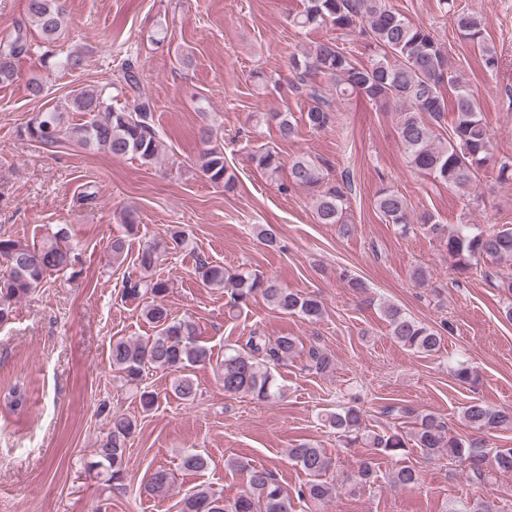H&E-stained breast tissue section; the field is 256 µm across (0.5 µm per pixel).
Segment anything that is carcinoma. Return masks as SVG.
<instances>
[{"label":"carcinoma","mask_w":512,"mask_h":512,"mask_svg":"<svg viewBox=\"0 0 512 512\" xmlns=\"http://www.w3.org/2000/svg\"><path fill=\"white\" fill-rule=\"evenodd\" d=\"M28 14L37 27L45 49L44 66L68 72L81 67V57L57 55L51 49L63 24L61 0H28ZM460 37L485 51L484 64L497 65L494 52L485 46L484 28L472 14L453 13ZM293 25L302 30L331 26L336 31L361 34L373 58L368 64L352 59L336 39L313 42L293 54L289 71L292 86L312 101L305 115V125L314 131H325L335 120V100L356 94L376 106L402 108L398 137L410 166L434 182L450 188H465L476 182L480 172L493 157V137L482 113L479 100L459 76L449 68L448 56L439 41L426 28L417 25L387 7L384 0H304V8L293 18ZM26 31L0 40V83L8 84L17 75L16 63L30 52ZM329 78L336 98L325 94L315 77ZM124 82L132 90L143 79L138 62L124 63ZM452 111L451 133L447 143H435L434 127L441 126L445 112ZM83 114L82 122L71 123L68 112ZM280 139L288 141L298 134V125L284 112L271 113ZM27 139L54 148L69 143L86 148L94 146L114 157L132 156L142 164L157 160L161 142L153 123L152 106L142 98L133 107H115L112 94L104 86L89 85L76 89L65 102L56 103L37 112L20 130ZM204 148L197 166L213 184H222L231 191L236 176L224 162V146L213 141V132L201 136ZM257 168L270 177H280L283 165L279 155L260 148L252 154ZM324 160L299 156L288 167V183L313 193L315 215L320 224H342L347 209V182H332ZM386 221L397 225L401 232L413 230L406 200L392 190H382L375 201ZM429 233L445 240L448 256L462 273L480 271L494 287L512 296V273L498 269L503 262H512V228L486 231L477 224H460L448 233L444 225L431 219L423 222ZM170 242H149L138 254L139 266L146 274L159 263L168 245L178 247L185 241V232L173 228ZM76 247L71 243L68 228L61 226L38 243L0 237V325L12 319L14 305L39 287L47 278L75 268ZM493 266H482L485 261ZM197 272L202 282L214 288L231 289L232 305L240 307L257 295L265 298L278 311L298 315L309 321L319 319L324 306L318 297L289 290L276 280L257 271H241L232 276L224 267L201 260ZM168 284L159 278L146 276L127 281L124 294L150 296L143 314L157 332L142 342L124 339L112 343V370L127 386H139L151 369L175 374L173 391L178 398L191 402L197 384L191 368L210 360L209 350L198 340L192 321L176 319L163 298ZM380 307L389 323L392 339L414 353L431 354L440 349L442 334L428 324L414 319L397 304L382 302ZM299 343L293 336L270 339L252 332L240 345L224 352L220 365L219 384L224 393L242 395L260 402L283 396V386L277 382L271 367L280 365L297 353ZM26 392L20 384L7 387L3 393L5 408L14 413L23 407ZM387 413L410 424V431L400 429L382 433H364L362 414L354 407L327 415L329 426L336 430L345 448L362 444L371 453L361 459L354 484L365 488L378 482L375 457L392 459L405 456L413 446L430 458H448L461 467L475 482L485 483L492 474L512 475V448H486L479 435L495 429L512 428V409L495 408L472 401L461 409L462 418L473 431L469 437L448 432L447 423L431 412L410 406H389ZM136 421L125 416L112 417L111 427L102 438L86 468L102 477L110 489H120L126 481L127 443L136 432ZM288 458L308 476L305 484L288 493L272 471L243 459L231 461V466L245 474L246 488L234 498L223 492L200 485L183 496L180 512H294V501L304 503L311 512H322L335 494V486L325 480L333 460L322 448L301 443L288 449ZM181 468L198 473L209 468V459L195 450L181 456ZM391 484L412 489L420 482L415 467L400 463L389 473ZM172 473L160 466L154 469L144 485L145 492L163 496L169 490ZM446 512H499L494 501L479 499L473 503L452 501Z\"/></svg>","instance_id":"1"}]
</instances>
